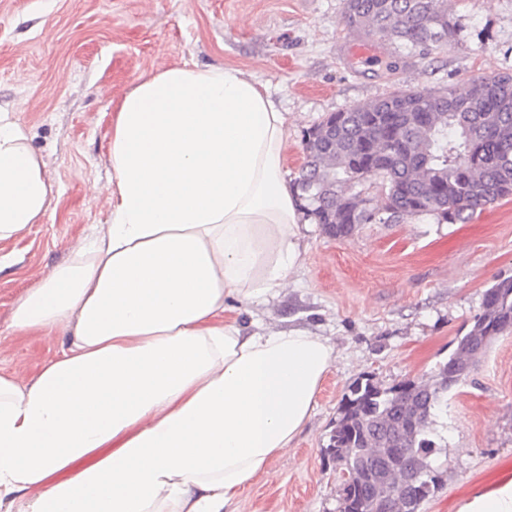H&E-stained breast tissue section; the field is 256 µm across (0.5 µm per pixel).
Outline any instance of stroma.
I'll return each mask as SVG.
<instances>
[{"label": "stroma", "mask_w": 512, "mask_h": 512, "mask_svg": "<svg viewBox=\"0 0 512 512\" xmlns=\"http://www.w3.org/2000/svg\"><path fill=\"white\" fill-rule=\"evenodd\" d=\"M448 8L466 41L421 56L391 40L356 39L344 0H0V110L25 127L53 186L42 222L0 241V374L33 378L60 348L57 331L9 332L12 309L105 226L112 114L141 77L183 62L252 74L287 118L292 174L304 162V131L330 113L400 88L462 93L473 79L512 72V0H448ZM362 43L373 50L366 61L353 55ZM303 233L287 288L240 305L238 316L248 327L327 337L335 359L301 434L231 512H338L339 471L326 448L349 387L433 375L486 289L512 277V198L466 224L421 216L363 224L336 240L309 222ZM434 433L442 486L420 512H459L512 476V335L449 389Z\"/></svg>", "instance_id": "35a3bbf8"}]
</instances>
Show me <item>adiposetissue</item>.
Returning a JSON list of instances; mask_svg holds the SVG:
<instances>
[{
  "label": "adipose tissue",
  "instance_id": "obj_1",
  "mask_svg": "<svg viewBox=\"0 0 512 512\" xmlns=\"http://www.w3.org/2000/svg\"><path fill=\"white\" fill-rule=\"evenodd\" d=\"M286 119L246 72L183 63L112 116L104 232L15 303L58 329L31 380L0 375V512H224L290 446L334 358L306 330H245L235 303L285 288L301 254ZM53 189L0 113V240Z\"/></svg>",
  "mask_w": 512,
  "mask_h": 512
}]
</instances>
